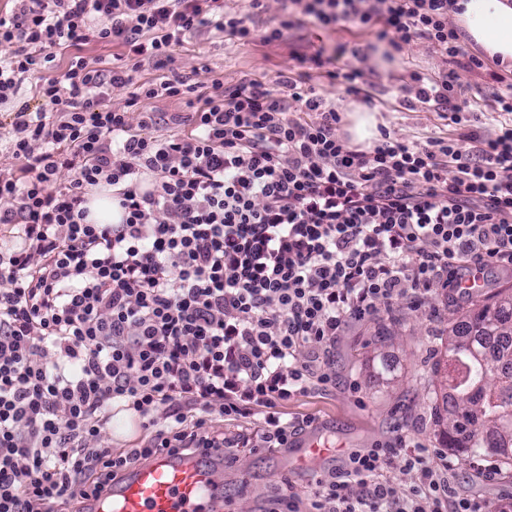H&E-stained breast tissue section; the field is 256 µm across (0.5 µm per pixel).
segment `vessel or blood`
<instances>
[{
  "label": "vessel or blood",
  "mask_w": 512,
  "mask_h": 512,
  "mask_svg": "<svg viewBox=\"0 0 512 512\" xmlns=\"http://www.w3.org/2000/svg\"><path fill=\"white\" fill-rule=\"evenodd\" d=\"M335 454V449L311 436L293 463L312 466ZM84 508L86 512H227L222 461L212 455L158 453L100 497L87 500Z\"/></svg>",
  "instance_id": "vessel-or-blood-1"
}]
</instances>
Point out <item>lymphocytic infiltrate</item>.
<instances>
[{"label":"lymphocytic infiltrate","mask_w":512,"mask_h":512,"mask_svg":"<svg viewBox=\"0 0 512 512\" xmlns=\"http://www.w3.org/2000/svg\"><path fill=\"white\" fill-rule=\"evenodd\" d=\"M263 31L224 0H15L0 12V106L12 104L0 172V512H63L169 450L287 449L316 419L285 418L288 401L336 382V344L394 302L421 306L431 285L472 267L512 265V124L486 138H384L369 148L337 133L341 117L306 81L324 72L372 103L363 70L336 53L292 54L275 80L233 90L174 75L140 78L211 27L270 45L313 22H353L397 51L416 40L487 71L495 112L512 114V84L465 54L451 21L458 0H279ZM117 43V66L79 55ZM72 50L19 101L25 74ZM422 107L472 104L454 76L411 72ZM130 89L125 106L112 92ZM184 99L177 131L157 132L150 100ZM107 184L117 224H90L87 191ZM150 436L122 453L98 447L113 408ZM241 421L220 431L212 413ZM403 459L411 480L389 475ZM447 458L402 434L346 453L307 493L281 479L269 512H489L458 493Z\"/></svg>","instance_id":"f902f5d3"}]
</instances>
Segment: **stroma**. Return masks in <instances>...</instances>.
I'll return each mask as SVG.
<instances>
[{
	"instance_id": "1",
	"label": "stroma",
	"mask_w": 512,
	"mask_h": 512,
	"mask_svg": "<svg viewBox=\"0 0 512 512\" xmlns=\"http://www.w3.org/2000/svg\"><path fill=\"white\" fill-rule=\"evenodd\" d=\"M376 41L375 33L351 23L332 32L311 25L295 28L287 31L281 42L270 45L258 41L242 45L209 27L186 37L175 48L172 61L160 70L168 75L193 74L205 84L220 80L231 88L247 78H274L290 65L295 52L311 54L320 46L338 44L363 48ZM201 63L206 64V71H198ZM367 66L383 129L406 143H422L438 136L488 137L512 119L489 111L494 85L486 75L446 62L427 41H417L398 52L389 68H382L374 57ZM160 70L147 61L141 74L149 77ZM414 71L454 73L458 84L472 86L473 111L463 113L456 123L447 112L409 108L398 88L408 83ZM470 276L481 285L480 291L471 296L461 297L452 287L435 285L424 307L411 309L399 302L391 313L354 323L336 349L335 386L289 402L286 413L292 417L314 415L316 435L341 452L366 448L402 432L433 451L444 452L432 405L423 399L422 392L433 377L431 367L436 354L443 351L448 340V310H469L494 292L512 289V266L487 264L473 268ZM289 458V452L268 448H247L240 453L238 461L224 471V496L236 512H265L281 477H291L302 488L310 485L313 470L294 468ZM454 462L451 476L459 491L483 497L499 512H512V479L500 474L489 482L479 478L478 470L489 466L485 460L458 456Z\"/></svg>"
}]
</instances>
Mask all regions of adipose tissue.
Listing matches in <instances>:
<instances>
[{"label":"adipose tissue","instance_id":"adipose-tissue-1","mask_svg":"<svg viewBox=\"0 0 512 512\" xmlns=\"http://www.w3.org/2000/svg\"><path fill=\"white\" fill-rule=\"evenodd\" d=\"M455 20L464 41L477 46L487 59L512 63V5L507 0H460Z\"/></svg>","mask_w":512,"mask_h":512}]
</instances>
